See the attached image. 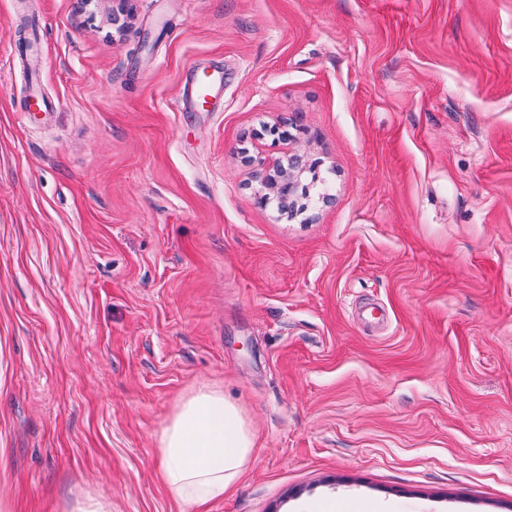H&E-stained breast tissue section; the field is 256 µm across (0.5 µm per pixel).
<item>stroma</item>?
Listing matches in <instances>:
<instances>
[{"mask_svg":"<svg viewBox=\"0 0 512 512\" xmlns=\"http://www.w3.org/2000/svg\"><path fill=\"white\" fill-rule=\"evenodd\" d=\"M124 7L0 0V512H191L157 437L203 386L255 437L209 512H512V0ZM278 120L288 222L236 157ZM222 84V78L218 74L210 73L198 77L195 81L194 101L198 108L205 109L209 107L215 98V91L219 90ZM299 141L300 137L288 133V151L278 157L254 156L247 148L240 151L242 165L255 168L254 184H251L255 202L262 207L273 204L280 220L292 219L307 209V203L301 202L297 193L299 185L309 177L311 182L319 178L322 161L313 160L297 149L294 145Z\"/></svg>","mask_w":512,"mask_h":512,"instance_id":"obj_1","label":"stroma"}]
</instances>
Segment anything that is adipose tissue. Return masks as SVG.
<instances>
[{"label":"adipose tissue","mask_w":512,"mask_h":512,"mask_svg":"<svg viewBox=\"0 0 512 512\" xmlns=\"http://www.w3.org/2000/svg\"><path fill=\"white\" fill-rule=\"evenodd\" d=\"M254 446L240 409L217 388L184 398L158 435V468L169 494L207 512L241 475Z\"/></svg>","instance_id":"1"}]
</instances>
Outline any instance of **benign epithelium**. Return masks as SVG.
Segmentation results:
<instances>
[{"instance_id": "1", "label": "benign epithelium", "mask_w": 512, "mask_h": 512, "mask_svg": "<svg viewBox=\"0 0 512 512\" xmlns=\"http://www.w3.org/2000/svg\"><path fill=\"white\" fill-rule=\"evenodd\" d=\"M299 141L298 136H288V151L278 157L254 156L246 148L240 151L242 165L255 169L251 185L255 202L262 207L274 205L280 220L292 219L307 209V203L299 198V185L306 179L315 182L319 178L322 161L297 149Z\"/></svg>"}]
</instances>
